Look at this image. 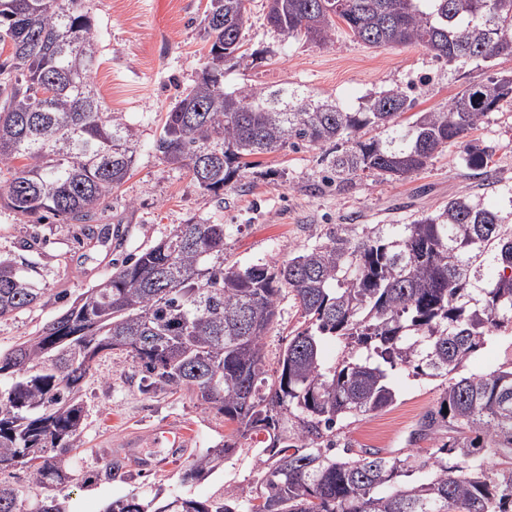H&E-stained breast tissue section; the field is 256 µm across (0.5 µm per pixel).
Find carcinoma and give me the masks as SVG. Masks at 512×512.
<instances>
[{
    "label": "carcinoma",
    "mask_w": 512,
    "mask_h": 512,
    "mask_svg": "<svg viewBox=\"0 0 512 512\" xmlns=\"http://www.w3.org/2000/svg\"><path fill=\"white\" fill-rule=\"evenodd\" d=\"M83 2L0 0V49L10 47L0 61V207L93 235L133 171L139 130L104 111ZM266 18L286 39L325 44L341 22L370 48L422 45L450 65L512 56V0H268ZM248 20L246 0H210L208 64L152 145L218 203L250 158L288 146H330L327 181L338 191L365 173L405 179L450 143L463 146L468 169L487 168L492 149L468 135L512 102V75L408 123L400 117L412 103L397 87L354 111L286 88L226 91L224 59L261 55L244 49ZM225 236L224 225L189 218L0 355V512H67L82 383L114 350L141 367L146 388L191 390L233 425L182 482L211 475L239 439H265L254 486L206 500L173 495L153 508L126 496L104 512H512V367L463 373L493 333H512V224L458 197L410 224H344L279 267L224 263ZM284 292L302 325L270 375L264 339ZM43 296L28 263L0 259V319ZM325 336L344 344L333 363L321 355ZM398 366L448 380L412 447L386 456L340 440L338 424L396 403L388 370ZM419 441L433 443L430 457ZM17 468L26 492L4 477Z\"/></svg>",
    "instance_id": "carcinoma-1"
}]
</instances>
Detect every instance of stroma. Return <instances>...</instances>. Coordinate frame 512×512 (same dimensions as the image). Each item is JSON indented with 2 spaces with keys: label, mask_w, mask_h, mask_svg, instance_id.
I'll use <instances>...</instances> for the list:
<instances>
[{
  "label": "stroma",
  "mask_w": 512,
  "mask_h": 512,
  "mask_svg": "<svg viewBox=\"0 0 512 512\" xmlns=\"http://www.w3.org/2000/svg\"><path fill=\"white\" fill-rule=\"evenodd\" d=\"M90 5L99 57L93 81L108 110L121 113L140 132L134 170L113 190L105 211L120 236L90 240L80 225L53 218L37 224L0 208V257L31 262L30 274L45 292L30 309L0 320L1 353L35 335L65 301L110 276L116 260L149 247L194 216L225 225L224 257L241 267L282 264L325 241L338 224H409L460 196L498 211L504 223L512 224V103L489 113L471 133L493 149L485 174L473 175L462 162L461 147L451 145L407 179L364 175L339 192L325 180V147H290L258 156L238 187L216 204L186 170L163 163L152 150L178 92L193 85L206 65L203 19L210 0H91ZM247 9L245 46L265 56L225 68L228 91L299 86L354 110L397 86L410 89L414 111L425 112L446 106L467 82L512 75L510 57L451 65L419 45L370 48L341 31L325 45L286 41L267 22V0H248ZM298 321L292 296H282L265 338L268 371H276ZM141 377L138 364L119 352L99 358L86 376L81 446L71 459L70 512H104L113 499L132 494L148 500L157 493L166 497L185 491L203 500L220 486L254 482L258 452L252 449L204 480L181 484L193 457L222 442L232 428L188 392H143ZM389 382L396 403L347 432L357 444L395 454L408 447L419 417L445 383L413 376L403 367L390 371ZM164 425L182 432L181 451L155 435V428ZM130 443L137 452L166 460V467L144 469L127 459L122 460L123 476L105 478L106 464Z\"/></svg>",
  "instance_id": "obj_1"
}]
</instances>
